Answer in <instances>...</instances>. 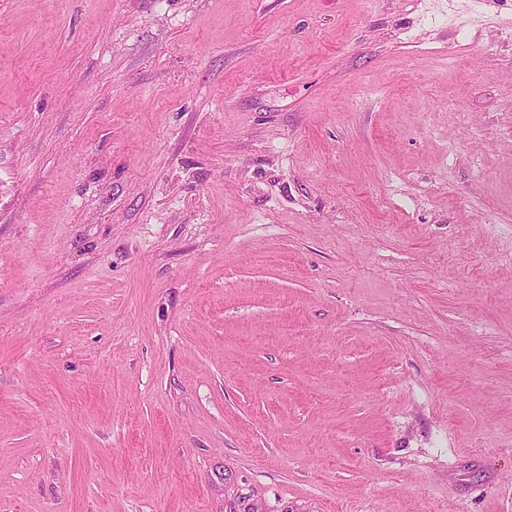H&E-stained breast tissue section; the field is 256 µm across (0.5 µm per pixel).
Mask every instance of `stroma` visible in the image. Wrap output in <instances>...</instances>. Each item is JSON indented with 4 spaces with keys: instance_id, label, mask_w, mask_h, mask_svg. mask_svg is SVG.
I'll list each match as a JSON object with an SVG mask.
<instances>
[{
    "instance_id": "35a3bbf8",
    "label": "stroma",
    "mask_w": 512,
    "mask_h": 512,
    "mask_svg": "<svg viewBox=\"0 0 512 512\" xmlns=\"http://www.w3.org/2000/svg\"><path fill=\"white\" fill-rule=\"evenodd\" d=\"M512 512V0H0V512Z\"/></svg>"
}]
</instances>
